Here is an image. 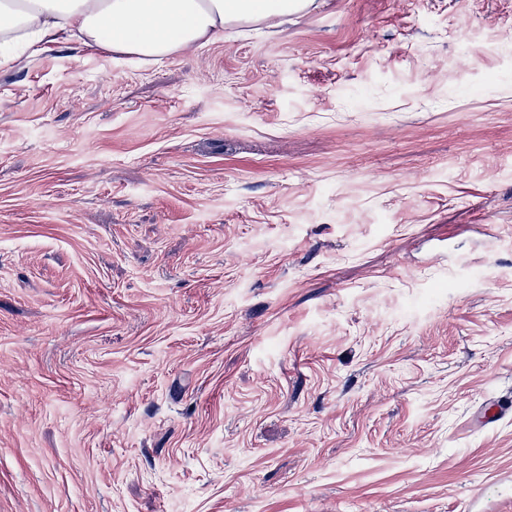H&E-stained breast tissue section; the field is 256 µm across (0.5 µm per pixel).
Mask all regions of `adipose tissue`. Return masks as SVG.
<instances>
[{"label": "adipose tissue", "mask_w": 512, "mask_h": 512, "mask_svg": "<svg viewBox=\"0 0 512 512\" xmlns=\"http://www.w3.org/2000/svg\"><path fill=\"white\" fill-rule=\"evenodd\" d=\"M314 0H0V42L28 57L82 45L156 62L222 38L225 29L300 12Z\"/></svg>", "instance_id": "adipose-tissue-1"}]
</instances>
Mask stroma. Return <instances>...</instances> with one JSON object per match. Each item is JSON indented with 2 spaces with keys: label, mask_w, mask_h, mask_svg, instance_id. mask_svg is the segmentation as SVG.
<instances>
[{
  "label": "stroma",
  "mask_w": 512,
  "mask_h": 512,
  "mask_svg": "<svg viewBox=\"0 0 512 512\" xmlns=\"http://www.w3.org/2000/svg\"><path fill=\"white\" fill-rule=\"evenodd\" d=\"M512 0H318L0 67V512H512Z\"/></svg>",
  "instance_id": "35a3bbf8"
}]
</instances>
